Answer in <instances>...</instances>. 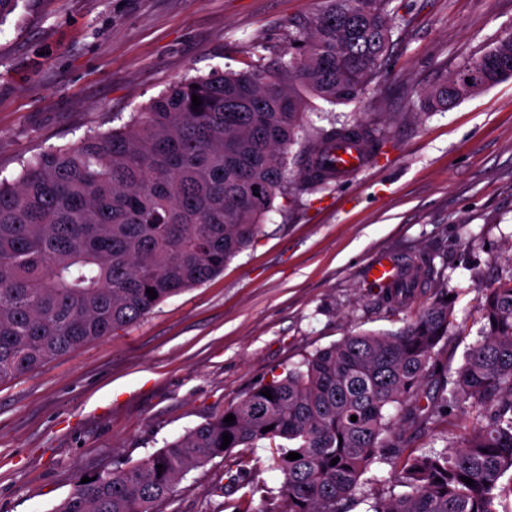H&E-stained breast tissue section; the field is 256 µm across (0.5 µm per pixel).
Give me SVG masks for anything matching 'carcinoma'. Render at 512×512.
I'll list each match as a JSON object with an SVG mask.
<instances>
[{"label":"carcinoma","instance_id":"obj_1","mask_svg":"<svg viewBox=\"0 0 512 512\" xmlns=\"http://www.w3.org/2000/svg\"><path fill=\"white\" fill-rule=\"evenodd\" d=\"M390 3L320 0L289 59L176 83L127 125L44 150L16 179L1 178L0 384L138 323L223 272L277 196L332 181L337 143L374 151L379 140L362 122L302 127L308 100L296 85L333 105L361 99L389 49ZM510 77L512 36L424 91L422 106L446 108ZM297 142L295 176L288 149ZM404 270V280L379 289L390 305L415 292L418 263ZM453 310L441 297L399 332L346 336L316 351L138 464L76 481L54 512H157L190 471L263 443L276 448L284 482L261 512H347L378 459L395 465L394 482L406 491L375 501L372 512H498L497 499L512 494V480L503 483L512 474V277L485 290L482 339L457 372L451 401L471 414L458 444L416 455L402 439L403 424L439 412L432 355ZM393 405L397 421L388 416ZM224 433L231 443L223 449ZM290 452L301 458L286 459Z\"/></svg>","mask_w":512,"mask_h":512}]
</instances>
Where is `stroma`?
I'll list each match as a JSON object with an SVG mask.
<instances>
[{
	"label": "stroma",
	"mask_w": 512,
	"mask_h": 512,
	"mask_svg": "<svg viewBox=\"0 0 512 512\" xmlns=\"http://www.w3.org/2000/svg\"><path fill=\"white\" fill-rule=\"evenodd\" d=\"M317 0H19L0 23V176L51 146L107 133L176 82L287 58ZM377 87L311 100L304 123L364 120L381 140L367 168L319 192L279 196L254 241L204 284L137 324L0 385V512H53L78 475L136 464L166 441L283 377L317 350L396 332L454 295L435 349L454 381L484 326L486 288L512 276V78L439 111L420 94L512 34V0H392ZM422 262L420 290L385 307L367 277L381 258ZM459 408L406 427L441 452ZM272 450L236 448L192 470L160 512H262L283 476ZM247 470L249 482L233 481ZM394 466L361 477L352 512L389 497Z\"/></svg>",
	"instance_id": "obj_1"
}]
</instances>
